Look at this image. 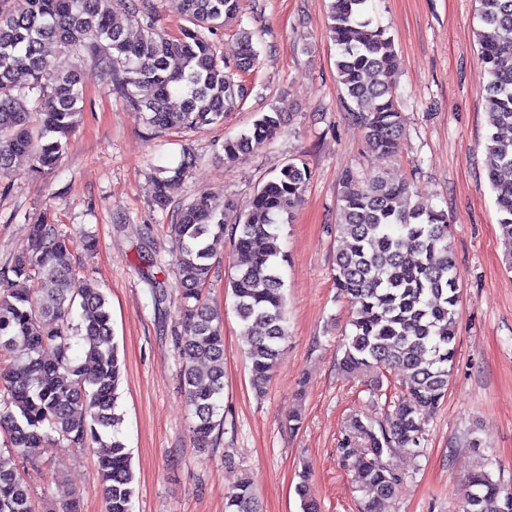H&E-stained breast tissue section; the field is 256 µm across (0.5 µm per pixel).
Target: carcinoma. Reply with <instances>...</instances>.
<instances>
[{"label": "carcinoma", "mask_w": 512, "mask_h": 512, "mask_svg": "<svg viewBox=\"0 0 512 512\" xmlns=\"http://www.w3.org/2000/svg\"><path fill=\"white\" fill-rule=\"evenodd\" d=\"M367 0H330L329 32L343 102L365 130L367 148L386 157L401 146L404 118L395 101L399 59L387 30L365 17ZM111 0H16L0 7V179L22 158L33 169L55 168L82 115L84 91L78 71L60 73L54 58L89 56L110 75L112 91L152 127L192 129L221 124L244 99L242 77L259 53L246 29L227 52L213 37L240 14L239 0H173L182 16L178 32L156 27L150 0H134L127 17H116ZM481 28L480 77L492 108L487 113V170L499 228L512 268V0H478ZM139 37L128 36L131 26ZM180 99L178 108L170 106ZM281 114L265 112L248 133L224 141V159L236 161L272 138ZM194 155L183 152L174 167L153 177L154 202L165 209L168 191L190 174ZM311 176L304 161H288L252 196L244 218L225 228L229 201L217 213L200 197L172 211L177 242L175 276L184 306L176 340L184 395L195 421L194 442L207 448L224 425L223 317L203 299L210 259L230 232L236 259L231 277L235 312L248 336L245 350L251 384L260 391L277 363L287 335L281 277L284 254L275 226L291 216ZM338 196L334 283L354 306L352 333L344 344L343 372L355 376L375 367L404 371L403 391L374 427L354 417L350 428L362 452L343 443L358 481L373 491L367 512L392 498L398 477L384 462L394 446L421 448L423 416L437 410L448 390L456 355V308L460 289L447 216L408 203L409 185L383 175L363 180L345 172ZM69 239L55 224L29 227L25 247L8 267L22 288L0 294V512H33L28 483L15 459L35 462L55 441L73 448L97 443L105 512H132L135 474L132 454L119 436L121 362L112 342V314L102 288L88 283L74 294ZM81 321L74 323V307ZM83 341L85 360L71 354ZM207 373H199L200 366ZM464 512H512V493H502L486 472L469 478ZM224 512H259L252 485L240 482L226 497Z\"/></svg>", "instance_id": "obj_1"}]
</instances>
